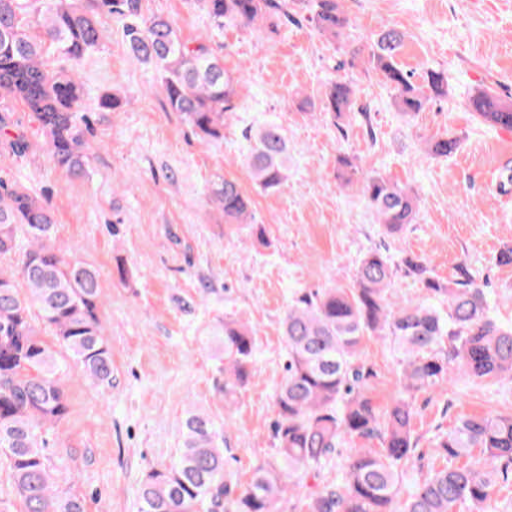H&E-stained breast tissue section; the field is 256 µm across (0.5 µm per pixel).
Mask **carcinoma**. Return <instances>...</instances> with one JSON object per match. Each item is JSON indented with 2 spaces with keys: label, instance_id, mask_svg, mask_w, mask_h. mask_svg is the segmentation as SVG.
Segmentation results:
<instances>
[{
  "label": "carcinoma",
  "instance_id": "cac0c4a2",
  "mask_svg": "<svg viewBox=\"0 0 512 512\" xmlns=\"http://www.w3.org/2000/svg\"><path fill=\"white\" fill-rule=\"evenodd\" d=\"M0 0V98L18 99L32 112L56 165L72 177L85 174L86 131L77 107L82 89L68 71L47 68L50 43L71 65L101 40L99 17L124 21L130 52L154 65L160 89L203 141L224 138L235 111V78L224 61L199 41H183L161 16L145 19L140 0ZM219 28L224 21L249 27L282 12L277 0H199ZM318 31L336 39L349 25L341 0H299ZM404 34L388 29L374 42L368 63L396 93L405 113L425 109L448 95V73L429 70L416 84L398 64ZM469 107L491 126L512 129V105L489 89L476 90ZM355 108L349 80L329 82L318 111L336 119ZM244 155L257 187L280 191L287 180L288 142L281 125L264 123L245 135ZM460 148L456 137L427 143V153L448 157ZM355 184L388 235L414 223L418 200L404 187L365 173ZM208 200L224 212V223H253L252 200L233 178L216 174L206 184ZM27 248L20 250V240ZM22 252L16 271L0 272V456L8 460L13 491L24 512H85L80 499L60 493L46 455L49 431L68 414L65 369L42 336L47 328L83 377L112 385V347L102 332L98 309L99 272L68 258L54 234L49 209L27 191L0 182V259ZM434 305L398 303L391 293L395 265L379 249L359 260L355 286L298 290L282 326L287 363L276 393V456L259 467L243 488L224 473V438L208 414L187 413L182 447L170 465L152 471L135 490L137 512H278L284 495L316 477L339 448L356 440H379L380 448H352L344 476L323 485L306 502L307 512H471L499 486L512 483V415H471L438 436L443 465L417 481L399 499L403 469L415 451L413 397L441 389L448 381L512 380V324L499 320L496 305L460 265L442 284L426 260L401 259ZM391 337L399 353L397 391L379 413L371 397L373 372L361 357L365 337ZM224 401L232 402L257 374L253 332L224 320ZM462 457L469 459L458 464Z\"/></svg>",
  "mask_w": 512,
  "mask_h": 512
}]
</instances>
